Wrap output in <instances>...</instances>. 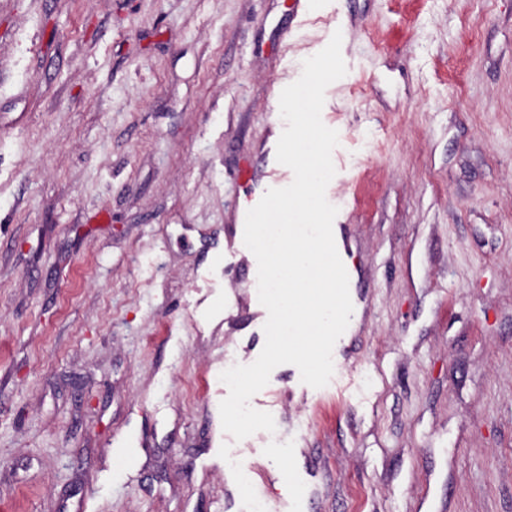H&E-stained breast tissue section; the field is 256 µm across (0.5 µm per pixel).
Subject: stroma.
<instances>
[{"mask_svg":"<svg viewBox=\"0 0 512 512\" xmlns=\"http://www.w3.org/2000/svg\"><path fill=\"white\" fill-rule=\"evenodd\" d=\"M0 0V512H512V0ZM341 32L326 198L364 301L275 368L232 224ZM236 453L251 471L224 470Z\"/></svg>","mask_w":512,"mask_h":512,"instance_id":"obj_1","label":"stroma"}]
</instances>
